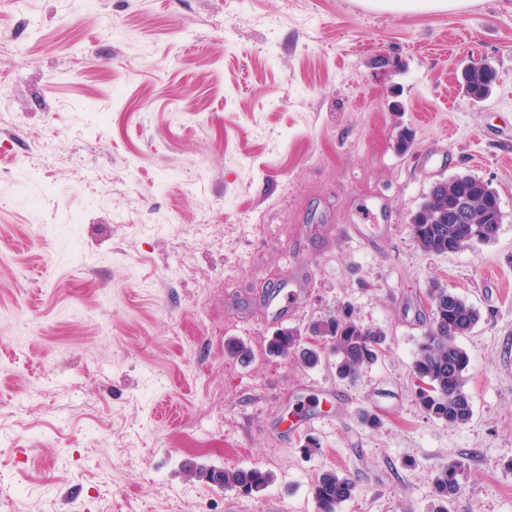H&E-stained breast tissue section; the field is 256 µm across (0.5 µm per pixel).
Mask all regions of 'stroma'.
I'll return each instance as SVG.
<instances>
[{"mask_svg": "<svg viewBox=\"0 0 512 512\" xmlns=\"http://www.w3.org/2000/svg\"><path fill=\"white\" fill-rule=\"evenodd\" d=\"M1 36L0 512H317L329 470L356 483L338 512H432L454 461L448 512H512V0H0ZM471 62L496 72L481 102ZM458 173L499 193L498 236L425 253L410 214ZM434 288L481 313L457 426L414 399ZM345 307L386 335L354 381L269 353ZM291 402L317 403L307 434L272 431ZM494 81L495 74L472 70L463 74L461 85L467 97L473 101H482L489 96ZM298 282L295 279H288L272 287L269 291L266 304L273 313L280 319H287L295 309L300 294ZM433 494L438 502L436 512H447L448 502L456 499L461 493L460 465L448 464L432 478ZM188 473L221 489H238L250 494L264 490L274 480L270 472L259 467H224L223 469L192 466Z\"/></svg>", "mask_w": 512, "mask_h": 512, "instance_id": "stroma-1", "label": "stroma"}]
</instances>
